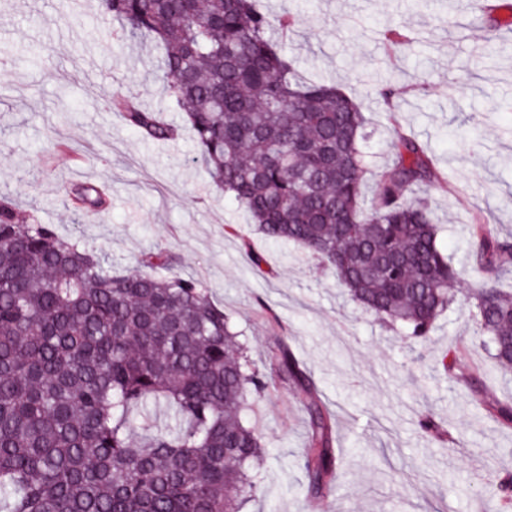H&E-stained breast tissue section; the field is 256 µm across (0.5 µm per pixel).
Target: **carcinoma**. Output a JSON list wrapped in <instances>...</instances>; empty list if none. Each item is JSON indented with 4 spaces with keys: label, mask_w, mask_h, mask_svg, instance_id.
Returning <instances> with one entry per match:
<instances>
[{
    "label": "carcinoma",
    "mask_w": 512,
    "mask_h": 512,
    "mask_svg": "<svg viewBox=\"0 0 512 512\" xmlns=\"http://www.w3.org/2000/svg\"><path fill=\"white\" fill-rule=\"evenodd\" d=\"M131 38L161 49L173 108L195 161L266 240L293 242L367 309L429 339L460 280L437 246L426 198L440 182L425 148L401 134L372 194L359 105L323 81L303 82L279 34L288 15L256 0H100ZM112 110L145 137L180 128L136 98ZM98 210L101 191H76ZM469 248L478 347L512 365V240L473 224ZM166 251L112 272L109 257L0 203V512H241L262 480L263 437L241 412L276 380L299 389L308 448L299 462L314 496L332 491V418L287 348L248 359L224 309L200 281L171 274ZM512 427V402L487 405ZM490 494L512 509V479Z\"/></svg>",
    "instance_id": "carcinoma-1"
}]
</instances>
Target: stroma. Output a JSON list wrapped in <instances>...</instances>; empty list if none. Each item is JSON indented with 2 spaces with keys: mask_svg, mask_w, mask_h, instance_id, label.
I'll return each mask as SVG.
<instances>
[{
  "mask_svg": "<svg viewBox=\"0 0 512 512\" xmlns=\"http://www.w3.org/2000/svg\"><path fill=\"white\" fill-rule=\"evenodd\" d=\"M297 20L283 40L304 79L336 82L365 113L369 160L394 158L399 133L426 149L449 189L428 191L441 251L461 273L451 308L414 352L319 273L300 246L271 243L195 164L189 130L177 140L141 138L106 104L134 93L178 124L152 43L127 39L98 0H0V202L104 250L116 272L160 246L178 273L223 306L257 364L281 345L310 372L335 419V489L312 496L299 467L306 412L280 381L250 418L263 434L264 478L245 512H497L486 492L512 476V428L484 405L512 399V371L472 351L469 296L479 273L467 240L476 219L512 237V9L474 0H259ZM392 27L403 42H385ZM392 89L383 98L380 88ZM93 183L109 197L98 221L75 209L70 188ZM461 351L469 385L436 364ZM428 413L448 431L424 434Z\"/></svg>",
  "mask_w": 512,
  "mask_h": 512,
  "instance_id": "1",
  "label": "stroma"
}]
</instances>
